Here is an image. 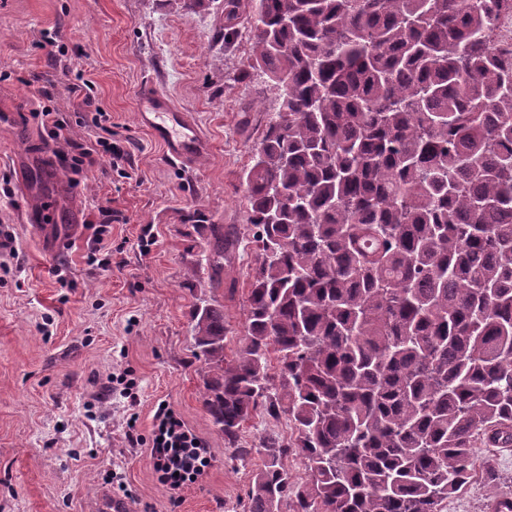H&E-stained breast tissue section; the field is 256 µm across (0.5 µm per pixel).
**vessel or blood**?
<instances>
[{
    "label": "vessel or blood",
    "instance_id": "vessel-or-blood-1",
    "mask_svg": "<svg viewBox=\"0 0 512 512\" xmlns=\"http://www.w3.org/2000/svg\"><path fill=\"white\" fill-rule=\"evenodd\" d=\"M136 112L139 125L162 146L169 159L193 165L211 153L210 140L189 113L152 85L140 88Z\"/></svg>",
    "mask_w": 512,
    "mask_h": 512
}]
</instances>
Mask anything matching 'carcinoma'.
I'll return each instance as SVG.
<instances>
[{"label": "carcinoma", "mask_w": 512, "mask_h": 512, "mask_svg": "<svg viewBox=\"0 0 512 512\" xmlns=\"http://www.w3.org/2000/svg\"><path fill=\"white\" fill-rule=\"evenodd\" d=\"M504 0H224L256 16L276 111L243 181L244 335L192 314L205 408L261 464L245 512H443L474 448L512 447V67ZM213 283L237 232L194 224ZM288 417L291 441L241 448ZM298 457L307 476L288 467ZM291 434V426L284 416L279 420H273L258 415L246 425L241 443L245 448H257L260 439L267 435H277L286 440Z\"/></svg>", "instance_id": "cac0c4a2"}]
</instances>
